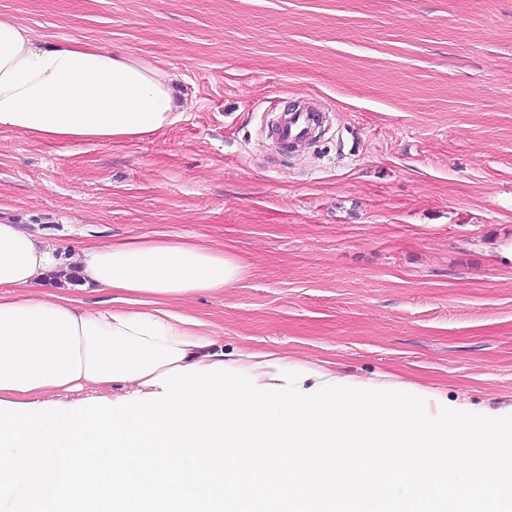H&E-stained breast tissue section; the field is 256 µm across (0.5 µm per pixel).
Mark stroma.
<instances>
[{
	"mask_svg": "<svg viewBox=\"0 0 512 512\" xmlns=\"http://www.w3.org/2000/svg\"><path fill=\"white\" fill-rule=\"evenodd\" d=\"M49 40L173 75L176 121L69 146L0 132V220L63 248L182 236L246 266L185 307L276 351L512 414V0H0ZM327 115L300 151L287 101Z\"/></svg>",
	"mask_w": 512,
	"mask_h": 512,
	"instance_id": "obj_1",
	"label": "stroma"
}]
</instances>
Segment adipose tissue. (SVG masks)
Returning <instances> with one entry per match:
<instances>
[{"mask_svg":"<svg viewBox=\"0 0 512 512\" xmlns=\"http://www.w3.org/2000/svg\"><path fill=\"white\" fill-rule=\"evenodd\" d=\"M175 111L168 73L135 52L45 43L0 14V131L122 144L166 129ZM244 270L231 254L187 238L133 237L66 252L0 221V400L36 403L87 387L126 398L171 368L219 361L269 383L290 365L287 355L225 353L208 323L181 306L195 293L233 287ZM70 271L80 289L104 294L101 307L87 308L76 290L43 289Z\"/></svg>","mask_w":512,"mask_h":512,"instance_id":"obj_1","label":"adipose tissue"}]
</instances>
